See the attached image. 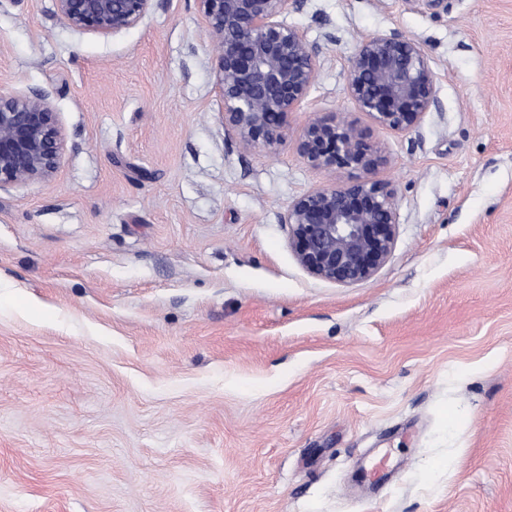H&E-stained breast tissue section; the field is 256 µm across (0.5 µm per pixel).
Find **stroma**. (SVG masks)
<instances>
[{"instance_id": "1", "label": "stroma", "mask_w": 512, "mask_h": 512, "mask_svg": "<svg viewBox=\"0 0 512 512\" xmlns=\"http://www.w3.org/2000/svg\"><path fill=\"white\" fill-rule=\"evenodd\" d=\"M320 50L278 152L224 136L197 0L108 37L0 0V92H49L47 183L0 191V512H512V0H307ZM420 42L407 133L347 90L359 41ZM378 141L388 261H296L297 195L357 180L296 151L311 113Z\"/></svg>"}]
</instances>
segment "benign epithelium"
I'll list each match as a JSON object with an SVG mask.
<instances>
[{
  "label": "benign epithelium",
  "mask_w": 512,
  "mask_h": 512,
  "mask_svg": "<svg viewBox=\"0 0 512 512\" xmlns=\"http://www.w3.org/2000/svg\"><path fill=\"white\" fill-rule=\"evenodd\" d=\"M57 15L77 32L114 35L140 23L160 0H54ZM218 42L216 88L224 101V136L244 152L275 153L285 143L289 114L315 84L318 48L288 24L306 0H198ZM347 89L379 127L415 129L438 105V77L422 44L393 31L362 39L346 69ZM66 136L42 88L0 92V190L51 180ZM314 169H358L365 177L295 197L282 222L290 247L312 276L341 285L370 279L397 237L396 190L371 174L381 147L354 122L315 112L296 146Z\"/></svg>",
  "instance_id": "obj_1"
}]
</instances>
